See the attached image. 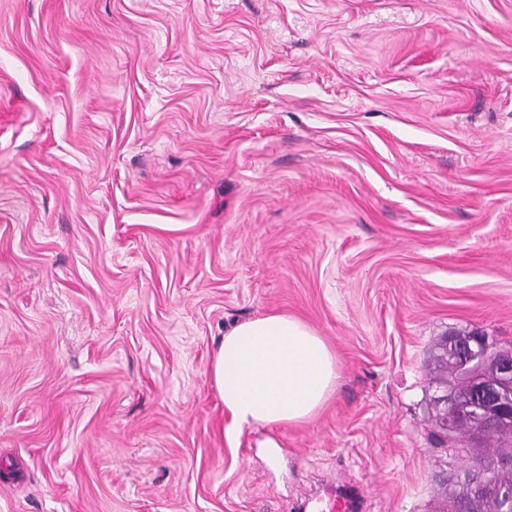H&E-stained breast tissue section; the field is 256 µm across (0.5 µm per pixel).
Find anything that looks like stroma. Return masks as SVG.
<instances>
[{
    "mask_svg": "<svg viewBox=\"0 0 512 512\" xmlns=\"http://www.w3.org/2000/svg\"><path fill=\"white\" fill-rule=\"evenodd\" d=\"M334 349L235 428L226 328ZM512 347V0H0V512H437L497 437L432 356ZM211 374L237 428L308 422L336 392L340 377L336 353L323 337L286 314L225 330ZM310 509L313 511L309 512H355L357 510L350 499L334 494L319 497Z\"/></svg>",
    "mask_w": 512,
    "mask_h": 512,
    "instance_id": "obj_1",
    "label": "stroma"
}]
</instances>
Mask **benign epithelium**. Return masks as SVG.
Wrapping results in <instances>:
<instances>
[{
    "mask_svg": "<svg viewBox=\"0 0 512 512\" xmlns=\"http://www.w3.org/2000/svg\"><path fill=\"white\" fill-rule=\"evenodd\" d=\"M486 339L476 332L469 340H461L455 336L443 340L445 350L458 357L471 361L479 360L494 369L495 374L505 384H512V351L493 352L484 349ZM484 352H479V349ZM446 406L449 421L459 429L471 434H483L498 429L503 425L512 424V399L504 398L497 389L481 382L472 388V397L461 403L448 395L441 398ZM474 488L491 493L504 502L505 510L512 512V488H501L489 479V472L481 465L474 468L467 478Z\"/></svg>",
    "mask_w": 512,
    "mask_h": 512,
    "instance_id": "7a95c632",
    "label": "benign epithelium"
}]
</instances>
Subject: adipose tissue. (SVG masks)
I'll return each instance as SVG.
<instances>
[{
    "instance_id": "ef3b65f1",
    "label": "adipose tissue",
    "mask_w": 512,
    "mask_h": 512,
    "mask_svg": "<svg viewBox=\"0 0 512 512\" xmlns=\"http://www.w3.org/2000/svg\"><path fill=\"white\" fill-rule=\"evenodd\" d=\"M233 426L287 427L315 417L340 377L334 350L307 323L270 314L224 332L211 364Z\"/></svg>"
}]
</instances>
